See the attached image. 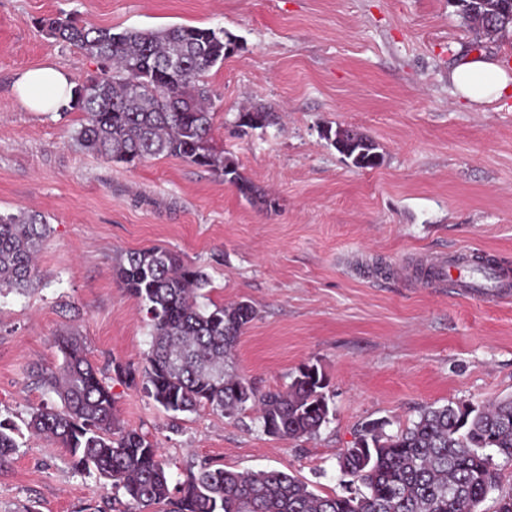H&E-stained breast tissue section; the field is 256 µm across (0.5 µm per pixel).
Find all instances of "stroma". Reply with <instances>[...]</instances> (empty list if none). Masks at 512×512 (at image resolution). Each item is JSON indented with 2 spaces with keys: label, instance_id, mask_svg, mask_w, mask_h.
I'll return each instance as SVG.
<instances>
[{
  "label": "stroma",
  "instance_id": "stroma-1",
  "mask_svg": "<svg viewBox=\"0 0 512 512\" xmlns=\"http://www.w3.org/2000/svg\"><path fill=\"white\" fill-rule=\"evenodd\" d=\"M119 32L172 24L221 28L241 48L212 67V146L277 198L247 204L214 173L174 157L134 166L76 147L80 112H33L14 92L50 63L72 83L98 59L48 37L45 17ZM485 52L512 70V32L464 25L456 0H0V213L44 215L39 282L0 294V420L18 444L0 464V512H96L111 484L75 469L66 449L24 429L59 399L38 373L62 362L54 340L80 336L112 390L121 424L146 434L171 482L200 465L278 469L319 494L341 492L336 466L358 425L388 432L419 411L512 396V302L462 297L405 273L418 256L472 247L512 265V94L468 104L448 74ZM275 115L236 125L242 108ZM355 128L380 166L356 168L323 137ZM163 247L208 276L212 301H249L255 320L235 350L260 388L316 365L334 416L309 439L262 433L253 411L202 408L171 417L115 363L143 366L149 327L113 268L129 251Z\"/></svg>",
  "mask_w": 512,
  "mask_h": 512
}]
</instances>
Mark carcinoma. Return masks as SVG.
Masks as SVG:
<instances>
[{
	"mask_svg": "<svg viewBox=\"0 0 512 512\" xmlns=\"http://www.w3.org/2000/svg\"><path fill=\"white\" fill-rule=\"evenodd\" d=\"M467 24L486 35L512 30V0H459ZM46 33L102 63L74 87L68 109L85 114L74 145L114 162L132 164L175 157L205 167L246 203L276 207L277 200L245 177L235 160L211 145L215 112L205 72L236 43L222 29L172 25L154 30L88 27L73 17L40 21ZM272 113L241 112L238 126L264 128ZM324 138L361 169L380 165L373 142L355 129H326ZM48 231L36 213L0 214V291L23 290ZM114 272L140 301L150 327L145 365L117 364L116 374L174 416L201 407L226 417L257 410L262 431L300 439L319 433L334 408L326 375L315 365L299 369L288 388L261 391L229 370L242 330L256 317L243 301H205L208 276L171 250L152 247L121 255ZM62 363L41 373L62 407L35 409L27 430L68 450L79 470L94 471L122 492L114 512H479L501 486L487 449L512 462V396L487 405L446 404L419 411L410 425L387 433L386 421L361 424L353 447L337 455L348 477L344 493L321 495L293 473L277 469L234 471L204 465L171 485L158 448L136 429L121 426L115 400L79 339L59 336ZM16 427L0 422V459L14 453Z\"/></svg>",
	"mask_w": 512,
	"mask_h": 512,
	"instance_id": "1",
	"label": "carcinoma"
}]
</instances>
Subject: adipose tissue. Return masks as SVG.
I'll use <instances>...</instances> for the list:
<instances>
[{"label": "adipose tissue", "mask_w": 512, "mask_h": 512, "mask_svg": "<svg viewBox=\"0 0 512 512\" xmlns=\"http://www.w3.org/2000/svg\"><path fill=\"white\" fill-rule=\"evenodd\" d=\"M450 80L461 97L475 104L502 98L512 89V75L492 59L467 55L452 68ZM72 89L68 76L60 69L45 65L27 70L15 83L21 102L34 112L58 111Z\"/></svg>", "instance_id": "1"}]
</instances>
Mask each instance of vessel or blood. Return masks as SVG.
I'll return each mask as SVG.
<instances>
[{
	"label": "vessel or blood",
	"instance_id": "1",
	"mask_svg": "<svg viewBox=\"0 0 512 512\" xmlns=\"http://www.w3.org/2000/svg\"><path fill=\"white\" fill-rule=\"evenodd\" d=\"M476 250L460 248L448 254L433 257L435 281L448 284L457 294L479 297L488 301L505 300L512 297V271L488 267L486 273L473 272Z\"/></svg>",
	"mask_w": 512,
	"mask_h": 512
}]
</instances>
